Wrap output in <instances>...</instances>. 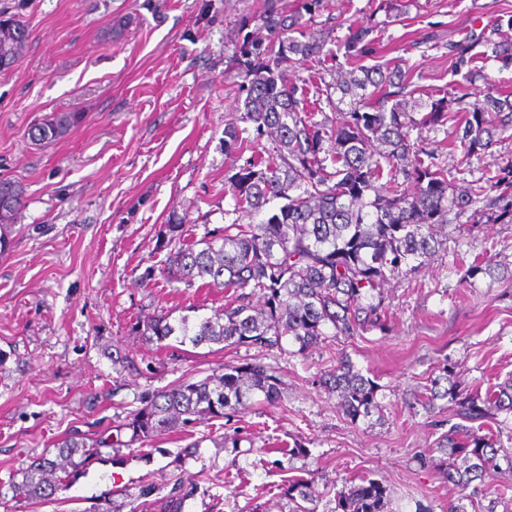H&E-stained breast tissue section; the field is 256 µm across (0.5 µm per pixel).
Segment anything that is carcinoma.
<instances>
[{"label": "carcinoma", "instance_id": "carcinoma-1", "mask_svg": "<svg viewBox=\"0 0 512 512\" xmlns=\"http://www.w3.org/2000/svg\"><path fill=\"white\" fill-rule=\"evenodd\" d=\"M325 8V0H301L295 12L286 13L281 0H264L257 26L266 35L248 32L238 42L232 63L242 78L245 127H224V153L235 159L251 155L225 174L236 218L196 245L179 246L184 222L172 217L156 247L165 253L162 274L168 280L188 288L200 281L231 292V299L193 321L187 315L138 320L132 329L145 338L173 336L194 348L219 344L271 354L284 350L287 337L304 352L324 339L328 328L343 338L367 327L382 329L388 280L425 266L444 245L447 225L462 217L468 224L512 223V165L498 169L487 187L461 189L439 164L437 151L418 149L410 139L418 125L445 126L454 102L463 119L453 126L452 142L467 156L485 153L512 129V92H488L467 103L448 92L429 98L427 112L417 119L407 104L420 89L409 75L386 64H361L376 54L374 27L349 28L342 48L351 69L325 65L336 59L327 45L337 42L333 30L318 21ZM511 31L512 15L500 17L489 31L453 47L456 65L468 67L467 82L479 78L470 55L478 45L493 46L502 67H512V39H504ZM28 40L25 22L0 10V60L18 62ZM308 63L322 67L319 80L334 121H318L308 108L311 81L295 75ZM80 119L76 112L53 114L31 127L30 139L36 144L59 139ZM260 145L267 156L254 152ZM277 199L284 204L266 219L241 223L242 216L259 214ZM23 208L21 187L0 179V230L18 223ZM321 384L339 397L352 423L380 408L379 385L346 356L322 374ZM258 392L269 404L281 400L276 371L257 358L226 364L221 374L181 380L144 399L125 426L132 440L143 443L201 418L228 417ZM444 399L455 404L460 422L442 438L438 451L444 457L435 466L460 499L470 501L482 494L484 474L498 460L512 467V454L483 433L495 415L512 414V382L482 395L455 380L445 365L420 402L432 411ZM89 451L84 441L57 444L55 458H33L12 492L24 499L52 497L63 488L61 475L78 465L75 456L87 458ZM282 495L295 504L293 512H312L306 507L313 501L307 480L292 479ZM387 506L386 487L369 478L336 499L338 512H388Z\"/></svg>", "mask_w": 512, "mask_h": 512}]
</instances>
